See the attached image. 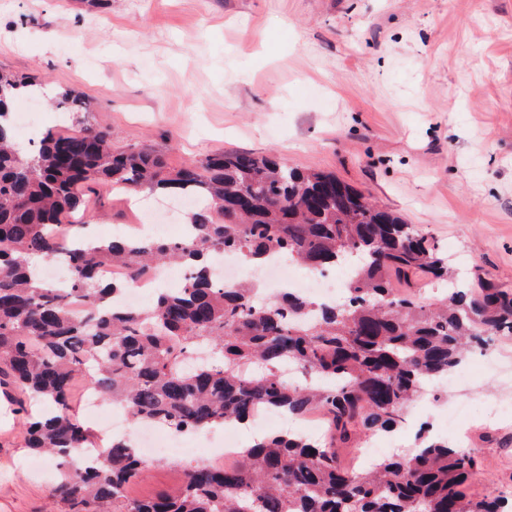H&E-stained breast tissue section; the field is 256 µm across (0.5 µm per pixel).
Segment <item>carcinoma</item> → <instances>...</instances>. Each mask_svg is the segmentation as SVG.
Returning a JSON list of instances; mask_svg holds the SVG:
<instances>
[{"instance_id":"cac0c4a2","label":"carcinoma","mask_w":512,"mask_h":512,"mask_svg":"<svg viewBox=\"0 0 512 512\" xmlns=\"http://www.w3.org/2000/svg\"><path fill=\"white\" fill-rule=\"evenodd\" d=\"M30 85L0 75V386L21 391L27 447L60 470L51 492L60 512H512L503 493L466 492L476 449L427 428L408 453L366 470L343 465L337 452L395 429L468 354L512 336V289L456 280L414 225L335 174L289 167L272 153H216L171 168L154 149L112 147V131L86 122L47 132L21 156L9 113ZM57 107L91 111L75 90ZM98 184L192 189L208 206L190 214L180 240L87 239L76 220ZM224 253L255 268L279 255L311 271L349 262L351 285L337 303L289 290L260 301L258 289L212 277V259ZM37 257L63 261L68 287L32 273ZM108 264L125 266L126 279L98 280ZM170 264L192 269L183 287L158 289L141 310L113 306ZM419 274L448 281V291L421 301L408 290ZM71 294L84 296L83 310L70 306ZM81 374L133 421L176 432L247 422L261 410L318 413L326 432L266 438L222 470L188 464L176 491L131 499L143 468L134 448L114 438L95 464L77 459L94 442L71 404Z\"/></svg>"}]
</instances>
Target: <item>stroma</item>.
<instances>
[{
	"mask_svg": "<svg viewBox=\"0 0 512 512\" xmlns=\"http://www.w3.org/2000/svg\"><path fill=\"white\" fill-rule=\"evenodd\" d=\"M0 72L61 93L17 96L14 133L111 130L169 166L227 152H275L336 175L415 225L465 281L512 289V0H0ZM96 236L152 224L160 193L138 201L94 186ZM463 389L422 398L387 448L421 426L480 451L475 495L512 490V418L489 405L498 375L472 358ZM464 408L458 430L442 411ZM11 403L0 398V512H56L53 464L36 476ZM179 460L146 462L136 499L178 486Z\"/></svg>",
	"mask_w": 512,
	"mask_h": 512,
	"instance_id": "35a3bbf8",
	"label": "stroma"
}]
</instances>
